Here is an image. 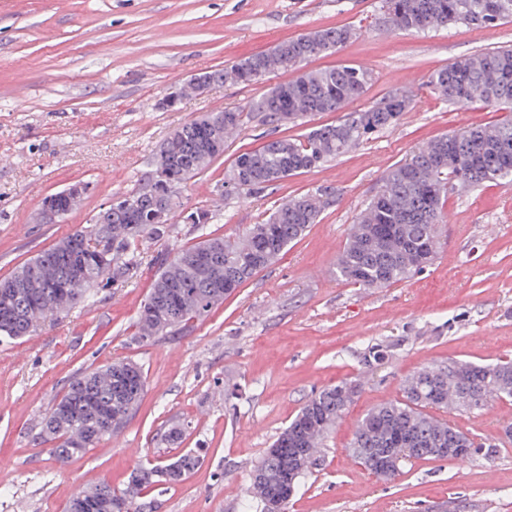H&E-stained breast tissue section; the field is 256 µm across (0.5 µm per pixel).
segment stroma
Returning a JSON list of instances; mask_svg holds the SVG:
<instances>
[{"label":"stroma","mask_w":512,"mask_h":512,"mask_svg":"<svg viewBox=\"0 0 512 512\" xmlns=\"http://www.w3.org/2000/svg\"><path fill=\"white\" fill-rule=\"evenodd\" d=\"M343 27L356 36L308 68L371 71L346 111L399 91L414 95L412 110L324 167L227 198L217 186L238 154L337 115L300 126L256 117L236 132L180 197L182 208L215 213L211 231L242 233L297 194L328 188L334 198L319 223L191 328L148 340L136 328L160 262L197 240L180 222L164 239H140L136 268L100 284L93 301L33 335L0 340V512H65L79 489L123 488L145 460L187 451L199 465L181 483L145 493L151 512H259L244 496L254 464L311 396L343 380L358 383L357 397L286 512H512V441L503 438L512 401L446 413L482 444L463 460H415L382 480L348 453L364 415L401 398L419 368L512 359V182L449 195L438 253L423 272L387 288L336 276L356 216L389 168L424 142L507 115L502 106L442 101L428 79L458 57L512 47V21L405 34L384 25L379 0H0V277L135 188L177 127L246 106L295 74L194 92L167 108L171 89L280 41ZM77 182L89 191L76 210L58 224L34 222L43 197ZM377 344L387 358L367 366ZM115 360L143 372L137 412L111 438L57 463L39 421L74 377ZM175 428L179 438L168 440Z\"/></svg>","instance_id":"stroma-1"}]
</instances>
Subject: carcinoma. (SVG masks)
<instances>
[{"label":"carcinoma","instance_id":"1","mask_svg":"<svg viewBox=\"0 0 512 512\" xmlns=\"http://www.w3.org/2000/svg\"><path fill=\"white\" fill-rule=\"evenodd\" d=\"M390 29L419 33L461 23L493 26L512 20V0H380ZM353 36L350 28L321 29L276 44L271 49L203 74L217 85H251L274 72L291 71L317 56L336 52ZM371 73L350 65L304 70L279 83L240 109L205 112L167 136L138 186L124 199L139 201L128 209L117 202L111 217L95 220L0 279V337L27 336L87 300L114 268L136 265V243L162 239L170 225L153 223L159 205L180 207L182 168L192 178L224 153V145L250 118L284 124L316 112H339L359 97ZM432 92L455 105L475 102L512 108V47L460 57L432 73ZM412 97L395 92L379 102L346 112L330 124L300 138L278 137L255 151L239 154L224 171V194L257 192L284 178L321 167L397 124L411 108ZM512 178V119L462 129L430 140L395 165L357 217L337 261L339 276L362 288H386L428 266L438 249L437 225L448 195L457 187L473 189ZM329 194L305 193L278 204L260 224L236 236L206 234L178 250L154 276L146 301L160 310L141 308L142 336H163L206 317L258 271L272 264L307 228L318 223ZM84 287L72 288L75 267ZM144 390L141 368L125 360L77 376L40 421L39 436L60 463L91 448L120 429L137 408ZM358 385L341 381L309 399L268 452L254 465L246 496L262 504L284 494L288 455L303 448L314 456L336 422L354 401ZM492 399H512V361L493 364L451 360L424 367L406 379L402 398L381 404L361 420L350 443L353 459L375 468L377 451L389 448L412 460H458L475 451L472 439L433 414L451 407L472 411ZM435 448L444 452L436 455ZM199 463L187 452L165 465L148 460L116 490L102 482L87 486L69 500L66 512H131L143 491L156 484L183 481Z\"/></svg>","mask_w":512,"mask_h":512}]
</instances>
